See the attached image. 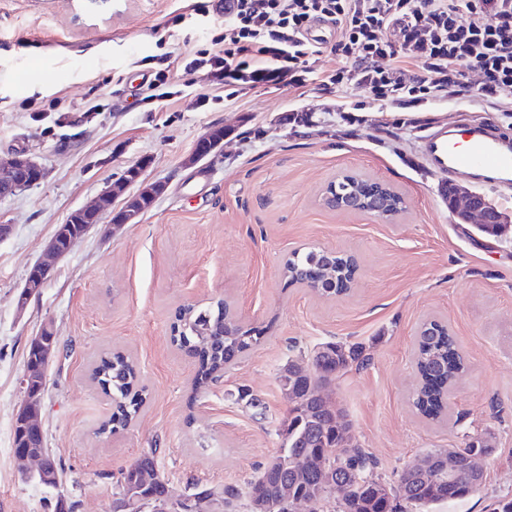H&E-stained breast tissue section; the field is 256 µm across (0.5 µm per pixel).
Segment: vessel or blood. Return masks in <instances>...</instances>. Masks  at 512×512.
<instances>
[{
	"mask_svg": "<svg viewBox=\"0 0 512 512\" xmlns=\"http://www.w3.org/2000/svg\"><path fill=\"white\" fill-rule=\"evenodd\" d=\"M428 163L441 173L462 175L476 184L512 185V136L492 124L433 126L422 144Z\"/></svg>",
	"mask_w": 512,
	"mask_h": 512,
	"instance_id": "vessel-or-blood-1",
	"label": "vessel or blood"
}]
</instances>
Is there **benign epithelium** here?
<instances>
[{
	"mask_svg": "<svg viewBox=\"0 0 512 512\" xmlns=\"http://www.w3.org/2000/svg\"><path fill=\"white\" fill-rule=\"evenodd\" d=\"M224 136L208 133L195 146L188 159V164L198 163L220 147ZM44 177V168L33 157L25 153H12L7 158H0V197L13 196L39 183ZM120 186L112 184L103 190L94 201L73 211L67 220L57 225L41 258L29 269L18 299V309H24L29 300L43 288L45 281L53 275L57 264L68 255L73 244L83 238L94 226L108 220L114 228L125 224H136L140 215L152 204L156 197L165 190V185L155 182L136 196L127 200L124 206L115 210L112 201ZM399 195L379 182L366 181L359 191L346 196L336 191V185L327 189L325 201L328 205L342 210L355 211L379 219L389 220L403 207L397 201ZM449 205L457 214L462 224H498L500 231H505L512 223V216L499 211L481 195L466 192L460 188L452 190ZM28 348L38 353L39 363L31 364L21 380L25 393L24 402L17 408L13 423L26 433L43 434L41 417V394L45 385V372L57 353L51 325H44L31 337ZM14 456L20 461H36V470L24 475L34 479L45 487L55 488L60 484V475L56 467L49 464V457L43 448H19ZM320 496H298L292 499V512H317ZM202 502L216 504L224 508V493L213 489L204 490L189 497L176 498L170 494L155 499L143 494V487L131 483L120 488L112 504V512H199Z\"/></svg>",
	"mask_w": 512,
	"mask_h": 512,
	"instance_id": "benign-epithelium-1",
	"label": "benign epithelium"
}]
</instances>
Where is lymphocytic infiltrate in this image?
I'll return each mask as SVG.
<instances>
[{
	"instance_id": "lymphocytic-infiltrate-1",
	"label": "lymphocytic infiltrate",
	"mask_w": 512,
	"mask_h": 512,
	"mask_svg": "<svg viewBox=\"0 0 512 512\" xmlns=\"http://www.w3.org/2000/svg\"><path fill=\"white\" fill-rule=\"evenodd\" d=\"M224 13L223 33L194 52L186 71L360 89L381 106L445 100L512 112V0H230ZM315 21L336 28L331 50L343 65L334 71L314 68L321 49L305 33ZM386 27L394 36L384 40ZM469 67L482 75L478 86L466 81Z\"/></svg>"
}]
</instances>
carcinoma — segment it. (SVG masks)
Listing matches in <instances>:
<instances>
[{
  "mask_svg": "<svg viewBox=\"0 0 512 512\" xmlns=\"http://www.w3.org/2000/svg\"><path fill=\"white\" fill-rule=\"evenodd\" d=\"M351 258L324 250L296 253L285 265L291 282L306 284L326 296H334L347 287ZM181 331L176 342L199 361L197 384L207 382L215 373L257 345L262 331L244 328L224 305L213 313L187 307L179 312ZM369 360L365 347L327 342L313 353L311 361H294L288 368V383L299 394L281 420L278 436L282 438L288 468L266 464L250 482V495L262 497L278 505L277 512H287L285 497L309 496L323 484L326 476L349 487L339 512H398L397 501H406L428 512L432 506L462 499L474 492L481 482L475 481L468 460L475 454L492 452L489 440L475 438L464 448H450L448 454L457 458V477L448 480L445 462L439 451L429 450L424 456L440 472L431 484L419 471L405 470L392 497L379 493L364 477L373 460L363 449L345 440L344 429L333 422L336 409L324 406L316 396L319 384H331L353 365ZM415 365L420 376L413 404L424 416L439 417L446 408L448 389L464 362L452 336L438 321L422 325L417 339ZM97 380L115 402L110 418L102 430L112 431L127 426L137 414L143 398L133 393L137 385V369L126 356L115 353L101 360L93 370ZM157 471L154 453L147 452L121 472L119 483H141L143 475Z\"/></svg>",
  "mask_w": 512,
  "mask_h": 512,
  "instance_id": "1",
  "label": "carcinoma"
}]
</instances>
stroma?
<instances>
[{"label":"stroma","mask_w":512,"mask_h":512,"mask_svg":"<svg viewBox=\"0 0 512 512\" xmlns=\"http://www.w3.org/2000/svg\"><path fill=\"white\" fill-rule=\"evenodd\" d=\"M223 28L214 0H0V157L24 151L45 171L0 198V222L12 227L0 241V512H54L60 493L76 512H111L122 470L149 451L175 495L192 481L234 485L229 512H250L249 483L277 455L289 409L279 371L326 342L359 343L370 356L328 390L375 461L367 477L394 489L426 451L486 438L481 487L435 512H493L512 498V231L485 237L457 223L441 194L448 178L421 140L437 123L511 133L512 124L440 103L400 126L366 94L312 84L228 79L231 100L217 104L201 72L186 75L168 110L138 96ZM28 99L60 100L66 111H23ZM92 102L101 111L88 112ZM352 104L367 120L348 117ZM291 113L308 119L275 125ZM216 127L228 132L220 152L188 164ZM139 163L140 180L114 207L147 184L163 182L165 192L139 223L92 228L18 310L56 226ZM345 174L384 183L403 209L385 221L325 205ZM313 249L354 257L348 295L288 281V259ZM222 301L264 338L200 386L196 358L172 341L177 315ZM428 319L447 324L465 359L439 420L412 406L415 339ZM47 323L58 340L41 395L45 448L61 473L55 490L23 480L13 455L28 341ZM115 352L137 363L144 402L129 426L104 433L112 400L91 371Z\"/></svg>","instance_id":"obj_1"}]
</instances>
